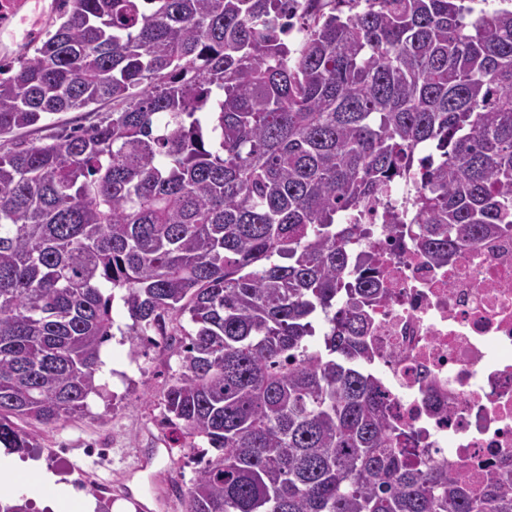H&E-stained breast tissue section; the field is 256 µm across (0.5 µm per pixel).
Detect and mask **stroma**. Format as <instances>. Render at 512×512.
<instances>
[{"mask_svg": "<svg viewBox=\"0 0 512 512\" xmlns=\"http://www.w3.org/2000/svg\"><path fill=\"white\" fill-rule=\"evenodd\" d=\"M57 22L56 6L47 0H27L0 29V63L31 56ZM111 110V102L106 101L91 112H63L17 132L16 138L50 143L65 132L97 123ZM112 314L117 328L101 351L99 393L89 396L84 415L55 427L35 428L33 457L92 498L95 512H136L139 502L147 505L148 512H162L154 500L157 489L178 500L196 467L194 457L181 456L174 449V436L162 423L163 393L179 368L177 347L132 342L126 334L131 320L121 302H114ZM88 471L112 482L118 497L109 498L90 486L84 478Z\"/></svg>", "mask_w": 512, "mask_h": 512, "instance_id": "stroma-1", "label": "stroma"}]
</instances>
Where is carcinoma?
I'll return each instance as SVG.
<instances>
[{
    "label": "carcinoma",
    "mask_w": 512,
    "mask_h": 512,
    "mask_svg": "<svg viewBox=\"0 0 512 512\" xmlns=\"http://www.w3.org/2000/svg\"><path fill=\"white\" fill-rule=\"evenodd\" d=\"M69 0L0 79V445L85 414L114 290L139 339L187 320L165 420L185 512H512L410 447L372 370L359 248L387 211L434 262L512 230V0ZM349 5L342 15L338 5ZM92 109H95V111L87 112ZM110 112H112L111 101L93 105L89 109L62 112L53 116L51 120H47L37 126L7 135L3 138L0 137V143H3V140L12 138L29 143H51L65 132L97 123L99 120L109 115Z\"/></svg>",
    "instance_id": "cac0c4a2"
}]
</instances>
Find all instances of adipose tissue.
Listing matches in <instances>:
<instances>
[{"label":"adipose tissue","instance_id":"ef3b65f1","mask_svg":"<svg viewBox=\"0 0 512 512\" xmlns=\"http://www.w3.org/2000/svg\"><path fill=\"white\" fill-rule=\"evenodd\" d=\"M31 475L47 490L45 505L50 512H94L96 504L93 500L81 497L73 486L59 482L57 475L39 461H24L13 452L0 448V500L15 499Z\"/></svg>","mask_w":512,"mask_h":512}]
</instances>
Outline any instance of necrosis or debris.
Returning a JSON list of instances; mask_svg holds the SVG:
<instances>
[{
    "label": "necrosis or debris",
    "instance_id": "1",
    "mask_svg": "<svg viewBox=\"0 0 512 512\" xmlns=\"http://www.w3.org/2000/svg\"><path fill=\"white\" fill-rule=\"evenodd\" d=\"M369 225L363 245L387 290L374 309L372 366L390 415L434 461L481 486L486 463H512V233L439 266L413 239L393 241L383 211Z\"/></svg>",
    "mask_w": 512,
    "mask_h": 512
}]
</instances>
